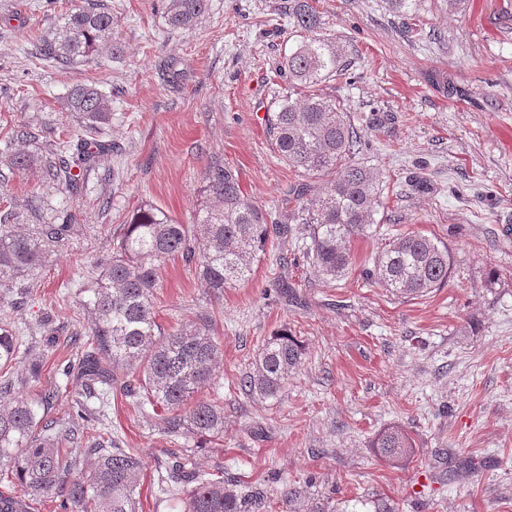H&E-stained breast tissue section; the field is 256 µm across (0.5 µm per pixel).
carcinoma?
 Instances as JSON below:
<instances>
[{"instance_id":"1","label":"carcinoma","mask_w":512,"mask_h":512,"mask_svg":"<svg viewBox=\"0 0 512 512\" xmlns=\"http://www.w3.org/2000/svg\"><path fill=\"white\" fill-rule=\"evenodd\" d=\"M207 0H167L166 24L189 31L205 12ZM288 26L298 34L296 47L280 65L288 74V93L268 113L271 144L277 157L307 178L328 177L316 188L300 182L289 189L297 207L280 224L269 225L263 211L244 194L235 170L218 159L202 174L204 201L195 222L181 224L162 208L148 204L134 211L126 231L101 263L84 304L92 315L88 330L77 334L82 355L64 373L83 379L84 390L71 396L70 409L81 423L51 416L60 396L52 382L27 397L0 380V465L27 495L59 501L61 512H137V489L145 461L130 448L113 445L96 426L88 400L97 385H113L126 397L163 410L166 435L224 436V406L197 400L210 381L221 350L202 312L173 331L156 321L155 289L161 262L179 256L195 268L217 299L224 289L251 274V262L271 237L301 224L310 239L312 261L323 275L342 276L349 265V242L364 231L379 202V179L350 163L360 149L357 135L336 102L312 91L332 78L348 75L345 48L321 33V19L310 0H288ZM112 42V13L99 0L66 14L63 23L39 38V55L61 64L75 63ZM86 135L63 139L44 122L16 126L0 147V166L10 174H33L62 193L83 192V176L96 168L112 144L95 139L110 121L107 96L96 86L78 84L67 96ZM31 222L26 231L19 225ZM72 228L67 211L46 199L32 200L28 216L0 208V290L9 293L17 279L42 263ZM448 250L428 237L406 233L383 247L368 276L394 294L424 296L448 283ZM20 343L8 319L0 321V369L16 363ZM303 347L288 331L271 336L242 382L245 394L275 398L290 373L302 363ZM375 454L401 464L412 444L406 432L389 427L374 439ZM93 458L83 472L82 461ZM165 502L171 512H248L250 494L224 481V472L196 468L188 455L166 462Z\"/></svg>"}]
</instances>
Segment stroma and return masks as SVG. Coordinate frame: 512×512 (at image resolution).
<instances>
[{"label": "stroma", "mask_w": 512, "mask_h": 512, "mask_svg": "<svg viewBox=\"0 0 512 512\" xmlns=\"http://www.w3.org/2000/svg\"><path fill=\"white\" fill-rule=\"evenodd\" d=\"M85 0H0V141L13 126L42 120L54 132L82 131L66 96L100 85L112 143L85 195L63 199L37 177L11 176L15 211L33 196L65 200L73 233L16 282L26 305L0 300V318L22 333L9 373L29 394L32 359L66 392L54 414L69 415L77 379L72 332L88 328L84 290L126 228L152 204L184 224L202 201V173L218 157L240 186L281 221L298 179L280 163L265 119L287 78L277 76L297 38L283 0H208L188 32L169 30L161 0H105L112 45L73 65L35 57L49 33ZM327 36L342 42L352 82L315 91L340 103L363 142L353 163L382 174L373 222L350 243V265L320 276L298 230L275 238L247 280L214 298L179 257L162 264L158 322L168 330L212 319L223 358L199 393L224 404V436L202 441L161 433L152 408L106 392L99 428L139 452L146 469L142 512L160 503L165 461L191 455L198 467L262 493L260 512H282L285 489L302 491L306 512H353L376 502L391 512H512V0H414L404 13L389 0H313ZM427 183L418 191L413 180ZM418 232L448 249L445 286L401 297L366 279L390 239ZM52 319L55 335L39 322ZM288 329L304 348L281 395L261 402L240 381L270 336ZM391 426L412 448L399 465L372 442Z\"/></svg>", "instance_id": "obj_1"}]
</instances>
